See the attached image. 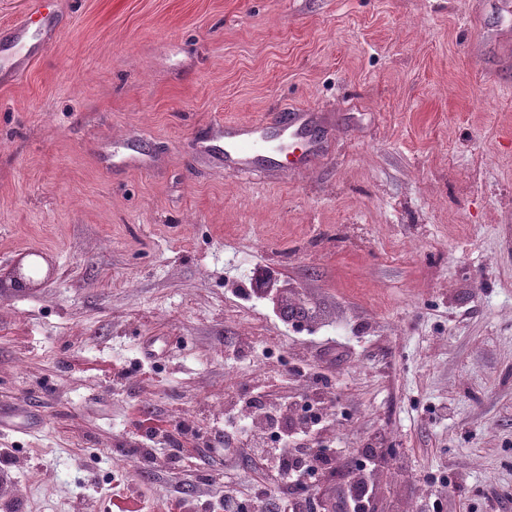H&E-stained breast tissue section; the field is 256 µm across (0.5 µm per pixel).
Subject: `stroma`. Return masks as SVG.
I'll return each mask as SVG.
<instances>
[{
    "label": "stroma",
    "instance_id": "stroma-1",
    "mask_svg": "<svg viewBox=\"0 0 512 512\" xmlns=\"http://www.w3.org/2000/svg\"><path fill=\"white\" fill-rule=\"evenodd\" d=\"M42 2L52 45L0 84V512L265 480L224 404L301 390L293 358L344 455L393 447L377 512L442 477L446 512H512V0ZM291 107L315 161L225 171V123ZM132 424L149 438L166 436L171 426V420L164 415L157 414L141 406H134L131 409Z\"/></svg>",
    "mask_w": 512,
    "mask_h": 512
}]
</instances>
